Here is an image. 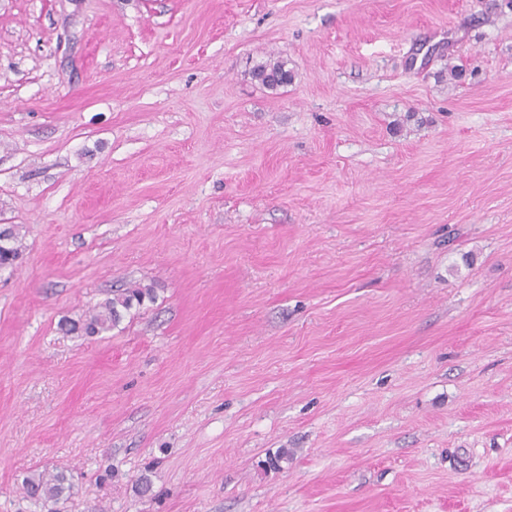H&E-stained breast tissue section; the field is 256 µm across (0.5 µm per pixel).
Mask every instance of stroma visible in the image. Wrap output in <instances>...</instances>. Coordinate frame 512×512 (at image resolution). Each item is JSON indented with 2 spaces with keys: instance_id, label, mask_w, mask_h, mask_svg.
Instances as JSON below:
<instances>
[{
  "instance_id": "obj_1",
  "label": "stroma",
  "mask_w": 512,
  "mask_h": 512,
  "mask_svg": "<svg viewBox=\"0 0 512 512\" xmlns=\"http://www.w3.org/2000/svg\"><path fill=\"white\" fill-rule=\"evenodd\" d=\"M0 224V512H512V0H0ZM287 65V61L259 64L253 69L252 76L263 86L275 89L288 84V81H290L291 72L288 70ZM18 235L14 226H9L5 231V237L0 240V266L12 265L20 255ZM150 288H137L124 294L113 296L100 305L99 310L86 316L85 319H65L61 322V329L70 334L97 335L111 331L117 327L123 318L124 312L130 310L134 301L140 305L147 297L152 299ZM71 488V484L64 473H57L49 480L40 476L37 479L32 478L25 485L27 496L35 500H58Z\"/></svg>"
}]
</instances>
